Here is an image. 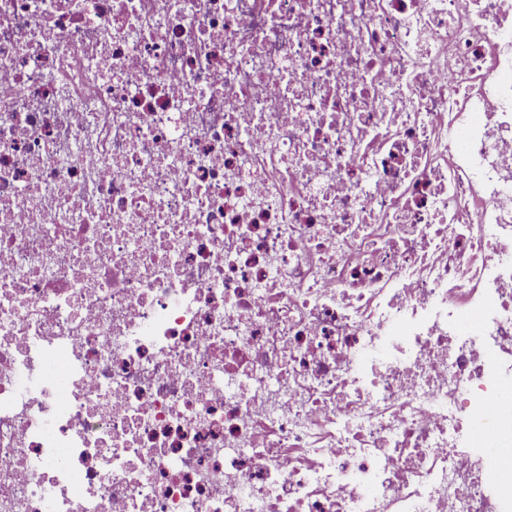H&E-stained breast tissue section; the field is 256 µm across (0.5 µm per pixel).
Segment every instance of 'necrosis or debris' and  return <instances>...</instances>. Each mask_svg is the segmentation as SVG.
Masks as SVG:
<instances>
[{
  "instance_id": "1",
  "label": "necrosis or debris",
  "mask_w": 512,
  "mask_h": 512,
  "mask_svg": "<svg viewBox=\"0 0 512 512\" xmlns=\"http://www.w3.org/2000/svg\"><path fill=\"white\" fill-rule=\"evenodd\" d=\"M512 0H0V512H512Z\"/></svg>"
}]
</instances>
